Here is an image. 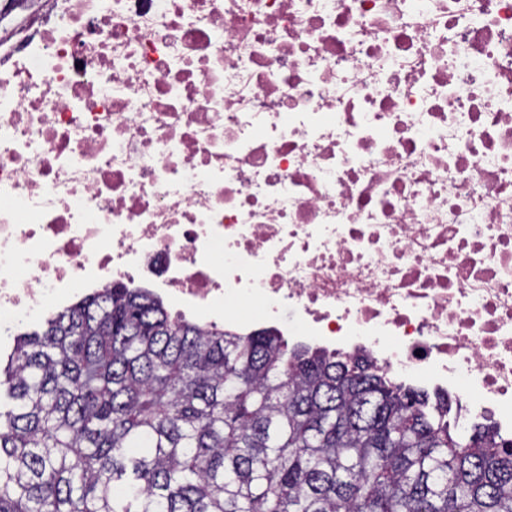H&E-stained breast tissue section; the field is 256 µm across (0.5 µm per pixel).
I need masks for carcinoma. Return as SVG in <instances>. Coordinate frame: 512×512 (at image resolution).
I'll list each match as a JSON object with an SVG mask.
<instances>
[{"label": "carcinoma", "mask_w": 512, "mask_h": 512, "mask_svg": "<svg viewBox=\"0 0 512 512\" xmlns=\"http://www.w3.org/2000/svg\"><path fill=\"white\" fill-rule=\"evenodd\" d=\"M0 364V512H512V448L362 357L111 286Z\"/></svg>", "instance_id": "cac0c4a2"}]
</instances>
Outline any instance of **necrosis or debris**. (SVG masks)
<instances>
[{
  "mask_svg": "<svg viewBox=\"0 0 512 512\" xmlns=\"http://www.w3.org/2000/svg\"><path fill=\"white\" fill-rule=\"evenodd\" d=\"M0 315L121 284L364 354L512 441V0H38Z\"/></svg>",
  "mask_w": 512,
  "mask_h": 512,
  "instance_id": "obj_1",
  "label": "necrosis or debris"
}]
</instances>
